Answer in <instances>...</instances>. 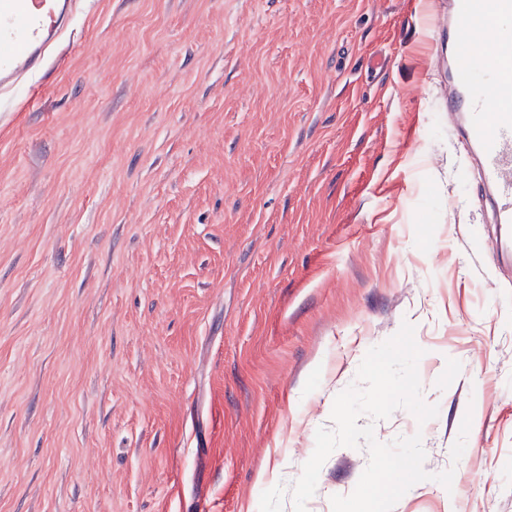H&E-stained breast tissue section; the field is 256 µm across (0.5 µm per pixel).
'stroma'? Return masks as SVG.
I'll return each instance as SVG.
<instances>
[{
	"label": "stroma",
	"instance_id": "stroma-1",
	"mask_svg": "<svg viewBox=\"0 0 512 512\" xmlns=\"http://www.w3.org/2000/svg\"><path fill=\"white\" fill-rule=\"evenodd\" d=\"M88 2L0 112V512H293L405 321L438 415L359 419L422 436L393 512H512V284L442 110L448 0ZM368 461L333 451L306 512Z\"/></svg>",
	"mask_w": 512,
	"mask_h": 512
}]
</instances>
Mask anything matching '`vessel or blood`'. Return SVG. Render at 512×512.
Returning <instances> with one entry per match:
<instances>
[{
    "mask_svg": "<svg viewBox=\"0 0 512 512\" xmlns=\"http://www.w3.org/2000/svg\"><path fill=\"white\" fill-rule=\"evenodd\" d=\"M82 0H0V104L33 105L49 63L71 32ZM483 57L448 58V122L462 138L499 228L495 268L512 282V0H450L448 33Z\"/></svg>",
    "mask_w": 512,
    "mask_h": 512,
    "instance_id": "vessel-or-blood-1",
    "label": "vessel or blood"
}]
</instances>
